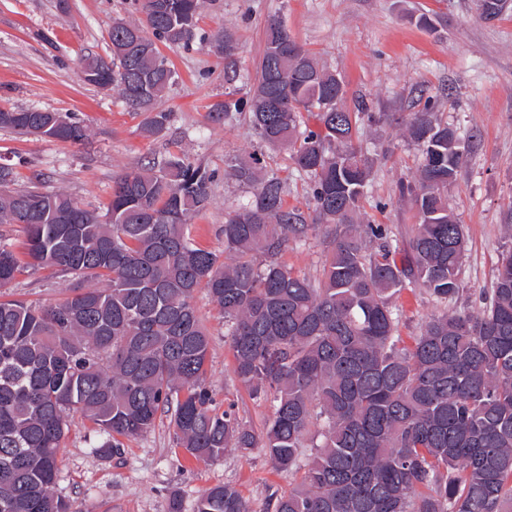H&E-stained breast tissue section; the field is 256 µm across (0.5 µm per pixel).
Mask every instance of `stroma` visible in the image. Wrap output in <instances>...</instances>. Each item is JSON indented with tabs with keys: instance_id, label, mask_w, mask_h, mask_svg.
<instances>
[{
	"instance_id": "1",
	"label": "stroma",
	"mask_w": 512,
	"mask_h": 512,
	"mask_svg": "<svg viewBox=\"0 0 512 512\" xmlns=\"http://www.w3.org/2000/svg\"><path fill=\"white\" fill-rule=\"evenodd\" d=\"M133 0H0V108H36L71 113L90 130L80 145L21 136L0 129V163H9L19 188L39 182L61 189L89 209L106 211L113 176L172 155L216 172L213 204L192 227L196 243L224 247L225 214L249 197L247 188L224 174L226 159L260 154L285 184L288 206H306L309 181L286 151L262 145L247 114L214 111L226 92L254 78L264 47V28L280 17L296 40L341 78L344 105L356 119V136L374 161L360 218L398 234L415 221L400 195V183L417 170L419 157L395 116L432 102L438 118L453 126L466 163L448 188V202L463 224L467 251L462 279L468 295L458 307L477 309L500 253L512 247L505 224L512 209V11L488 23L476 0H206L198 27L217 25L234 33L238 52L226 63L210 44L184 48L160 45L176 73L162 106L171 113L166 134L147 138L142 115L129 112L116 92L85 84L78 60L110 54L109 32L117 20H132ZM431 20L418 26L419 16ZM368 104L383 113L376 124L358 110ZM323 226L290 243L280 260L316 275L327 252ZM71 278L50 271H25L0 294L46 305L72 287ZM211 350L206 385L219 410L254 428L271 416L269 402L254 399L232 374L233 357L224 337V315L206 291L195 295ZM90 426L74 424L59 450L58 493L73 512H167L178 492L185 512L218 484L235 486L253 512H273L276 499L299 480L275 471L262 449L229 451L215 460L190 459L176 445L169 414L155 429L122 442L121 455L107 458L92 444Z\"/></svg>"
}]
</instances>
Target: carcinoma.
I'll return each mask as SVG.
<instances>
[{
  "mask_svg": "<svg viewBox=\"0 0 512 512\" xmlns=\"http://www.w3.org/2000/svg\"><path fill=\"white\" fill-rule=\"evenodd\" d=\"M203 7L134 0L139 18L112 24V58L79 61L85 83L145 114L149 138L168 129L160 103L175 77L158 44L191 45ZM202 41L229 59L236 39L219 25ZM343 96L336 74L270 19L254 82L212 111L247 113L262 143L288 151L313 212L287 206L260 158L234 160L225 175L251 195L225 216L219 253L191 235L215 175L183 157L114 176L103 214L62 190H14L12 165L0 164V224L20 226L28 257L21 265L0 240V288L25 266L76 282L51 305L0 299V512H71L55 485L74 415L112 456L164 410L196 460L261 448L274 468L303 471L275 512H512V248L478 311L445 309L402 345L404 290L444 305L464 292V227L448 204L464 153L431 101L402 119L421 162L400 184L418 217L400 248L387 227L360 221L372 164ZM0 128L72 144L90 136L78 118L40 109H0ZM310 220L329 238L315 279L278 260ZM201 288L224 312L235 379L271 400L259 433L213 407L209 337L193 305ZM192 512L253 510L224 484Z\"/></svg>",
  "mask_w": 512,
  "mask_h": 512,
  "instance_id": "1",
  "label": "carcinoma"
}]
</instances>
